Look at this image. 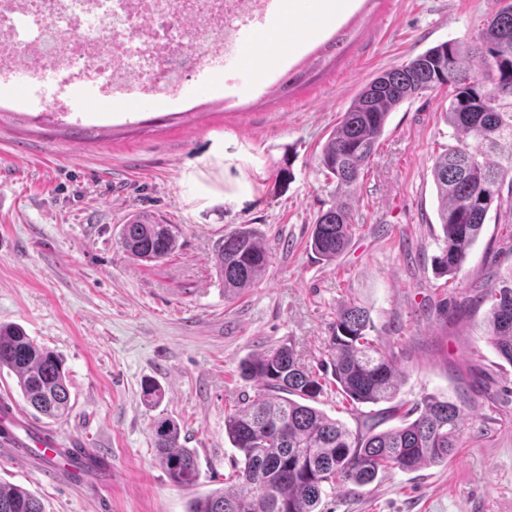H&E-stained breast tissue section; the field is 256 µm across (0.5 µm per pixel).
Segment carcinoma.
<instances>
[{
  "mask_svg": "<svg viewBox=\"0 0 512 512\" xmlns=\"http://www.w3.org/2000/svg\"><path fill=\"white\" fill-rule=\"evenodd\" d=\"M487 25L467 43L442 42L366 84L329 133L319 169L334 184L333 202L320 212L309 241L322 260L344 253L352 232V203L359 178L384 133L390 112L405 100L448 88V149L436 156L432 175L444 245L433 256L436 273L457 279L479 238L487 213L512 202V0H496ZM180 228L149 212L130 214L120 244L133 258L166 259L178 245ZM213 268L224 295L253 287L271 263V251L254 227L224 234L213 247ZM490 303L488 342L512 365V272L499 286L476 297ZM366 308L349 303L331 324L327 352L337 389L353 404L390 405L399 390L395 357L371 339ZM17 377L25 402L46 418L70 410L63 361L39 346L18 325L0 324V369ZM241 375L261 383L255 399L227 415L224 432L239 452L240 489L216 490L192 499L187 512H324V499L346 484L364 486L380 473L412 471L448 460L462 447L464 397L427 396L401 424L382 432L349 430L313 406L324 389L322 376L305 367L287 345L243 362ZM180 424L155 421L159 463L178 487L197 484L195 452L184 446ZM0 512H44L26 489L0 483Z\"/></svg>",
  "mask_w": 512,
  "mask_h": 512,
  "instance_id": "1",
  "label": "carcinoma"
}]
</instances>
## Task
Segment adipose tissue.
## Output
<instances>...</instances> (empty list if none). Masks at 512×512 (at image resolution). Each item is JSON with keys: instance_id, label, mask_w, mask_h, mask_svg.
<instances>
[{"instance_id": "1", "label": "adipose tissue", "mask_w": 512, "mask_h": 512, "mask_svg": "<svg viewBox=\"0 0 512 512\" xmlns=\"http://www.w3.org/2000/svg\"><path fill=\"white\" fill-rule=\"evenodd\" d=\"M355 6L356 0H285L272 29L260 44L269 59L295 56Z\"/></svg>"}]
</instances>
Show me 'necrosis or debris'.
Returning <instances> with one entry per match:
<instances>
[{
	"label": "necrosis or debris",
	"instance_id": "necrosis-or-debris-1",
	"mask_svg": "<svg viewBox=\"0 0 512 512\" xmlns=\"http://www.w3.org/2000/svg\"><path fill=\"white\" fill-rule=\"evenodd\" d=\"M278 0H0V86L22 87L29 112L75 111V93L102 112L160 99L185 82L235 72L243 35Z\"/></svg>",
	"mask_w": 512,
	"mask_h": 512
}]
</instances>
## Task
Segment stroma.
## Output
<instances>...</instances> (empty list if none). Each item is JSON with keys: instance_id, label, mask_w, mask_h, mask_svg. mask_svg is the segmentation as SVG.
Returning a JSON list of instances; mask_svg holds the SVG:
<instances>
[{"instance_id": "obj_1", "label": "stroma", "mask_w": 512, "mask_h": 512, "mask_svg": "<svg viewBox=\"0 0 512 512\" xmlns=\"http://www.w3.org/2000/svg\"><path fill=\"white\" fill-rule=\"evenodd\" d=\"M493 8L360 0L287 68L241 65L219 92L189 77L179 107L0 114V324L59 355L71 409L58 420L37 414L5 369L0 403L62 444L97 450L110 468L53 481L1 451L0 482L27 489L44 512H186L193 498L234 489L239 453L224 417L261 390L241 363L287 344L317 367L337 310L354 300L397 358L406 406L462 392L474 406L453 458L337 489L327 512H512V366L484 335L486 307L469 305L512 271V208L489 211L457 281L435 275L432 162L448 146L447 89L391 112L360 177L344 254L328 264L308 246L332 199L317 156L355 96L435 45L471 41ZM285 157L294 178L282 191L272 173ZM140 210L180 225L167 259L142 262L121 247L122 223ZM246 224L273 258L257 287L230 300L212 247ZM147 382L162 388L160 404L144 401ZM164 416L197 453L195 487L174 486L155 456Z\"/></svg>"}]
</instances>
